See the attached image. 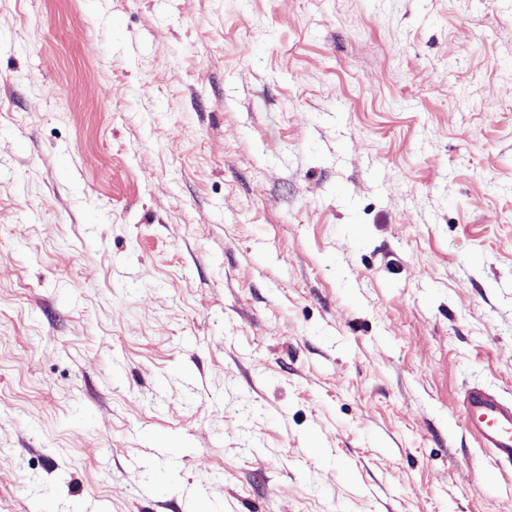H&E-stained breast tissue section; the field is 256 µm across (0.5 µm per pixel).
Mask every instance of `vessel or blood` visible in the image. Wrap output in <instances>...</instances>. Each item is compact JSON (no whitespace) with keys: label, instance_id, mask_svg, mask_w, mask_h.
I'll use <instances>...</instances> for the list:
<instances>
[{"label":"vessel or blood","instance_id":"b4317fda","mask_svg":"<svg viewBox=\"0 0 512 512\" xmlns=\"http://www.w3.org/2000/svg\"><path fill=\"white\" fill-rule=\"evenodd\" d=\"M466 427L481 448L501 466L512 468V400L482 388H469L463 398Z\"/></svg>","mask_w":512,"mask_h":512}]
</instances>
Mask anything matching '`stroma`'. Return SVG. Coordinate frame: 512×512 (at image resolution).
Wrapping results in <instances>:
<instances>
[{"mask_svg":"<svg viewBox=\"0 0 512 512\" xmlns=\"http://www.w3.org/2000/svg\"><path fill=\"white\" fill-rule=\"evenodd\" d=\"M473 386L512 0H0V512H512Z\"/></svg>","mask_w":512,"mask_h":512,"instance_id":"1","label":"stroma"}]
</instances>
